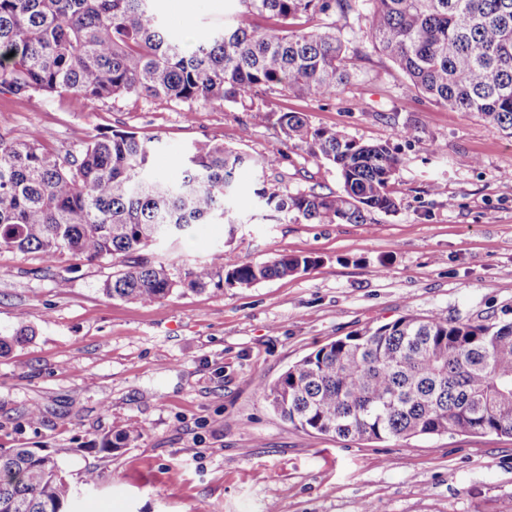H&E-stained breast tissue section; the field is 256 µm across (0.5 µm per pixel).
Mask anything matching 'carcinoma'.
<instances>
[{
  "label": "carcinoma",
  "mask_w": 512,
  "mask_h": 512,
  "mask_svg": "<svg viewBox=\"0 0 512 512\" xmlns=\"http://www.w3.org/2000/svg\"><path fill=\"white\" fill-rule=\"evenodd\" d=\"M155 0H0V91L22 98L71 95L106 101L154 97L193 106L284 92L334 97L358 47L332 22L294 29L300 16L355 14L366 39L391 58L405 90L440 107L474 112L512 138V0H237L226 21L191 52L164 29ZM252 14L276 24L254 28ZM278 124L297 149L338 172L336 192L254 190L267 207L307 224H366L397 211L400 161L389 147L315 128L302 112ZM152 140L113 130L64 156L37 137L0 134V251L64 254L113 268L112 299L151 305L215 282L247 288L307 272L311 256L242 262L222 248L176 277L148 255L198 224L232 223L244 154L201 144L172 176L150 168ZM259 393L307 432L385 441L417 436H512V320L445 321L402 316L333 340L288 367ZM134 426L102 436L108 459L140 439ZM89 466L79 485L96 490ZM77 485V486H79ZM77 486L52 454L0 448V512H71Z\"/></svg>",
  "instance_id": "obj_1"
}]
</instances>
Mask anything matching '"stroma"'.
<instances>
[{"mask_svg": "<svg viewBox=\"0 0 512 512\" xmlns=\"http://www.w3.org/2000/svg\"><path fill=\"white\" fill-rule=\"evenodd\" d=\"M236 8L158 0L164 27L189 50ZM258 107L264 120L253 118ZM283 112L388 145L401 161L397 213L305 224L260 204L261 179L284 194L340 187L335 168L288 143ZM110 130L153 138L152 170L162 176L197 143L258 159L282 153L275 167L238 171L233 225L202 224L157 246L173 274L219 245L244 262L308 255L318 264L141 305L102 293L107 265L0 252V334L21 320L34 331L0 356V448L57 453L74 482L99 466L102 486L80 495L74 512H512V437L318 435L283 420L258 392L316 348L407 314L512 319V181L500 177L512 170V139L476 114L407 96L396 66L369 46L350 83L320 102L267 93L187 107L0 93V134L35 135L64 154ZM32 405L42 412L34 425L23 418ZM128 423L139 441L100 458L94 444Z\"/></svg>", "mask_w": 512, "mask_h": 512, "instance_id": "stroma-1", "label": "stroma"}]
</instances>
